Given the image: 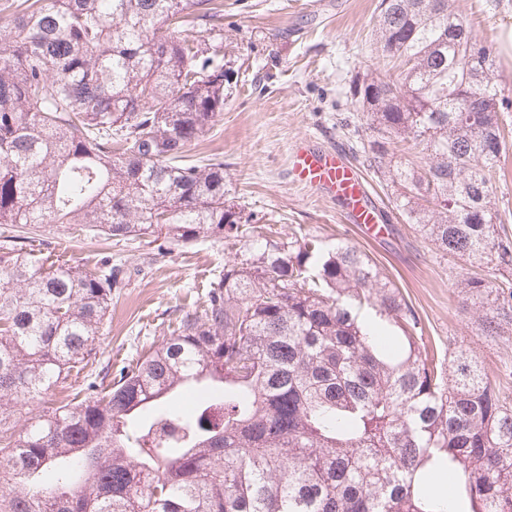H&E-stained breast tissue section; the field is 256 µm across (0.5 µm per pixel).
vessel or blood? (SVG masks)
<instances>
[{"label":"vessel or blood","instance_id":"obj_1","mask_svg":"<svg viewBox=\"0 0 512 512\" xmlns=\"http://www.w3.org/2000/svg\"><path fill=\"white\" fill-rule=\"evenodd\" d=\"M291 161L297 183L333 193L348 207L351 222L364 225L367 233L377 237L386 233L367 188L338 150L299 143L292 150Z\"/></svg>","mask_w":512,"mask_h":512}]
</instances>
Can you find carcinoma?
Listing matches in <instances>:
<instances>
[{
	"instance_id": "carcinoma-1",
	"label": "carcinoma",
	"mask_w": 512,
	"mask_h": 512,
	"mask_svg": "<svg viewBox=\"0 0 512 512\" xmlns=\"http://www.w3.org/2000/svg\"><path fill=\"white\" fill-rule=\"evenodd\" d=\"M0 26V224H83L116 242L246 240L201 308L93 397L17 411L74 370L120 269L0 243V512H512V400L470 351L435 358L399 289L353 246L263 237L187 159L224 112L219 49L194 29L214 0H13ZM378 66L349 87L355 147L435 251L485 336L512 330V240L491 194L506 148L496 49L450 0H379ZM467 94L485 97L466 112ZM197 391L190 412L172 406Z\"/></svg>"
}]
</instances>
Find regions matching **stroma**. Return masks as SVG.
Wrapping results in <instances>:
<instances>
[{"instance_id": "35a3bbf8", "label": "stroma", "mask_w": 512, "mask_h": 512, "mask_svg": "<svg viewBox=\"0 0 512 512\" xmlns=\"http://www.w3.org/2000/svg\"><path fill=\"white\" fill-rule=\"evenodd\" d=\"M214 26L222 37L225 69L234 80L219 122L190 148L191 160L224 159L229 194L273 239L302 226L328 244L365 250L404 295L438 353L449 342L470 349L493 385L512 396V331L480 335L473 308L454 292L465 272L436 254L411 225L391 214L386 189L368 169L360 174L378 208L389 212L388 232L372 240L351 224L345 206L293 178L290 153L307 141L348 151L347 127L361 124L349 85L376 66L369 43L378 0H222ZM472 36L497 47L494 79L512 97V0H452ZM49 249L84 269L108 262L124 267L112 291V317L99 336L100 362L120 368L171 336L176 319L200 306L224 262L245 243L224 239L186 244H112L72 225L44 227Z\"/></svg>"}]
</instances>
